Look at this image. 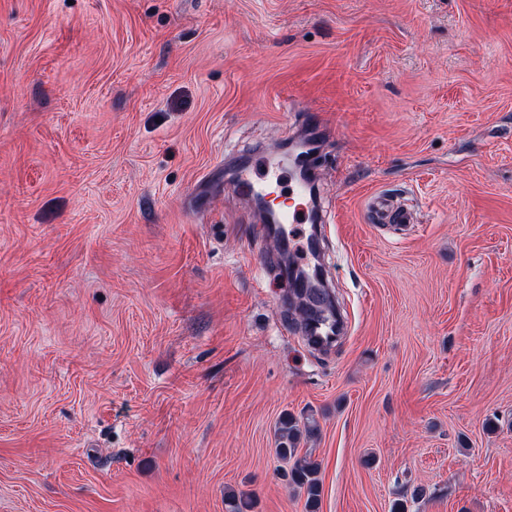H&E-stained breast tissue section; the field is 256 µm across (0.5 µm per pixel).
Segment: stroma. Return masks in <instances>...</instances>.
Returning a JSON list of instances; mask_svg holds the SVG:
<instances>
[{
    "instance_id": "stroma-1",
    "label": "stroma",
    "mask_w": 512,
    "mask_h": 512,
    "mask_svg": "<svg viewBox=\"0 0 512 512\" xmlns=\"http://www.w3.org/2000/svg\"><path fill=\"white\" fill-rule=\"evenodd\" d=\"M311 113L329 352L191 206ZM287 413L318 512H512V0H0V512H306ZM368 212L373 222L381 224L415 223L411 212L395 207L391 201L383 195H378L370 201ZM302 430L299 421L284 416L278 427L277 457L290 465V480L306 494L305 507L308 512H316L321 499L322 481L319 477L320 465L311 457L299 456L297 443Z\"/></svg>"
}]
</instances>
